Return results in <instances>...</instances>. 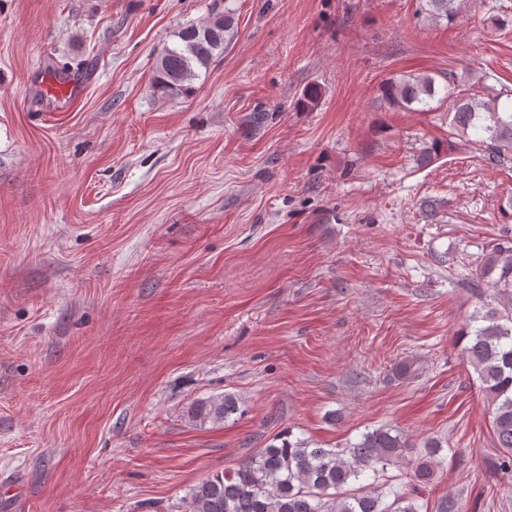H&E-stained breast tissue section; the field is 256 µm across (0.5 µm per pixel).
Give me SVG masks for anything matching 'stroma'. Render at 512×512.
I'll list each match as a JSON object with an SVG mask.
<instances>
[{
  "label": "stroma",
  "instance_id": "1",
  "mask_svg": "<svg viewBox=\"0 0 512 512\" xmlns=\"http://www.w3.org/2000/svg\"><path fill=\"white\" fill-rule=\"evenodd\" d=\"M499 2L504 28L480 0L448 25L419 0H0V512H189L276 434L380 427L442 444L420 512H512L458 338L512 171L381 92L511 89ZM227 7L223 57L156 88ZM62 66L83 88L52 111ZM224 393L239 414L192 418ZM232 10L213 17L202 25H188L177 32L179 43L166 47L155 69L156 82L167 89H177L200 77L197 69H208L214 58L224 54L232 37ZM383 92L390 106L408 108L415 112H432L434 107L431 101L438 93L434 78L427 75L389 83L384 87Z\"/></svg>",
  "mask_w": 512,
  "mask_h": 512
}]
</instances>
